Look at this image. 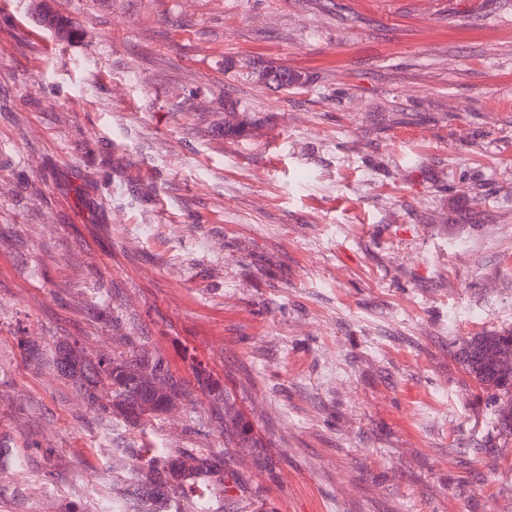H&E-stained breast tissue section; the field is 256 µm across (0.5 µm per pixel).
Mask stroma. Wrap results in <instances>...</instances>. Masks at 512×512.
Wrapping results in <instances>:
<instances>
[{
	"label": "stroma",
	"instance_id": "1",
	"mask_svg": "<svg viewBox=\"0 0 512 512\" xmlns=\"http://www.w3.org/2000/svg\"><path fill=\"white\" fill-rule=\"evenodd\" d=\"M36 2L0 0V512H98L144 438L224 452L201 393L104 430L22 336L206 366L260 442L228 512H512L454 355L512 330V0H50L74 42Z\"/></svg>",
	"mask_w": 512,
	"mask_h": 512
}]
</instances>
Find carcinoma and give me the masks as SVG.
I'll return each mask as SVG.
<instances>
[{
	"label": "carcinoma",
	"instance_id": "obj_1",
	"mask_svg": "<svg viewBox=\"0 0 512 512\" xmlns=\"http://www.w3.org/2000/svg\"><path fill=\"white\" fill-rule=\"evenodd\" d=\"M124 348L94 359L75 342L62 340L47 351L32 340L21 342L26 360L73 381L83 399L110 430L145 428L179 405L194 404L189 385L160 356L144 348L141 336H123ZM458 361L494 404L500 432L512 434V330L468 336L459 342ZM197 389L224 407V441L235 448L257 444L224 387L204 367L194 368ZM123 463L112 479V503L104 512H212L213 501L229 498L232 487L219 473L220 459L204 448H114Z\"/></svg>",
	"mask_w": 512,
	"mask_h": 512
}]
</instances>
